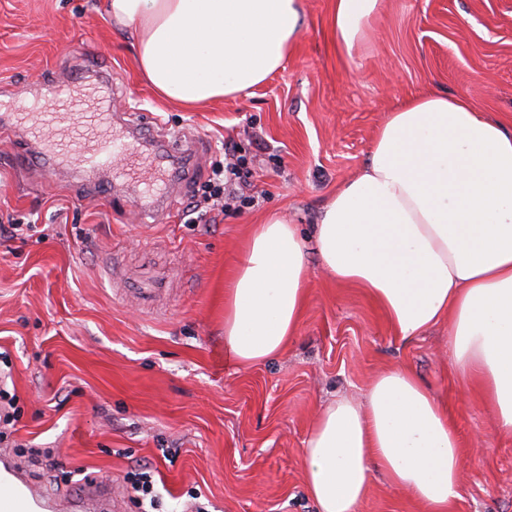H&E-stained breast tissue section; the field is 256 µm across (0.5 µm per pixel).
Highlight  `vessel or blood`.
<instances>
[{"label":"vessel or blood","instance_id":"obj_1","mask_svg":"<svg viewBox=\"0 0 512 512\" xmlns=\"http://www.w3.org/2000/svg\"><path fill=\"white\" fill-rule=\"evenodd\" d=\"M111 81V73L92 67L66 84L45 86L39 98L11 97L0 101V116L26 120L36 144L34 158L46 172L74 165L85 171L110 170L118 178L135 177L142 183L139 201L143 215H153L163 203L171 182L168 157L186 154L187 144L164 140L157 151H147L155 141L154 123L127 128L112 120V100L94 93L89 80ZM111 500L113 512H123L124 502L102 481L86 485L84 495L72 500L71 512H98L102 500ZM61 503L55 495L32 484L9 455L0 456V512H55Z\"/></svg>","mask_w":512,"mask_h":512}]
</instances>
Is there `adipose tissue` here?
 <instances>
[{
	"label": "adipose tissue",
	"instance_id": "adipose-tissue-1",
	"mask_svg": "<svg viewBox=\"0 0 512 512\" xmlns=\"http://www.w3.org/2000/svg\"><path fill=\"white\" fill-rule=\"evenodd\" d=\"M380 0H334L331 34L352 54ZM134 31L137 65L164 101L194 107L266 83L293 51L302 0H109ZM313 239L340 284L363 289L397 338L448 324L454 368L481 385L496 430L512 435V129L464 95L422 93L376 131L366 163L325 206ZM297 225H254L224 291V343L251 367L300 327L310 269ZM463 450L448 413L407 367L364 401L318 415L304 448L317 512H358L372 471L420 512H451Z\"/></svg>",
	"mask_w": 512,
	"mask_h": 512
}]
</instances>
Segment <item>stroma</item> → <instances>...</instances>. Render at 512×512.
<instances>
[{
	"instance_id": "1",
	"label": "stroma",
	"mask_w": 512,
	"mask_h": 512,
	"mask_svg": "<svg viewBox=\"0 0 512 512\" xmlns=\"http://www.w3.org/2000/svg\"><path fill=\"white\" fill-rule=\"evenodd\" d=\"M107 0H0V87L30 97L104 59L124 87L113 109L157 116L202 144L203 161L170 210L141 217L133 182L28 161L24 125L0 134V219L32 230L0 237V349L10 354L19 417L0 449L53 451L127 492L151 461L163 512L188 492L205 512H316L304 448L321 408L362 401L373 377L410 368L444 404L464 448L453 512H512V435L452 366L448 325L409 341L358 288L308 252L301 325L288 350L244 369L224 348V285L253 225L273 212L311 233L337 188L366 162L389 112L415 94H464L512 128V0H381L353 56L333 43V0H303L294 52L264 85L184 110L161 101L137 66L135 34ZM252 173L251 202L212 224L186 208L225 154ZM170 295L141 307L144 271ZM359 512H419L373 472Z\"/></svg>"
}]
</instances>
